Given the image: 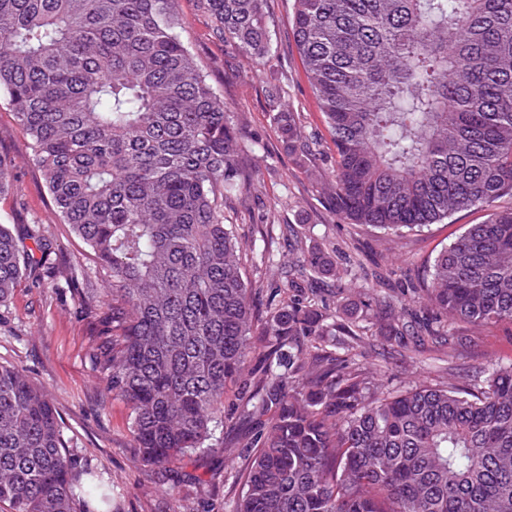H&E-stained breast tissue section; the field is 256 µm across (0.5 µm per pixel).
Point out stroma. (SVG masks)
Wrapping results in <instances>:
<instances>
[{
  "instance_id": "obj_1",
  "label": "stroma",
  "mask_w": 512,
  "mask_h": 512,
  "mask_svg": "<svg viewBox=\"0 0 512 512\" xmlns=\"http://www.w3.org/2000/svg\"><path fill=\"white\" fill-rule=\"evenodd\" d=\"M294 0H267L272 50L263 63L239 55L224 44L199 0H176L182 19L180 37L194 55L236 122L242 138V162L257 174L255 192L226 210L227 221L240 222L242 241L251 248L271 245L287 254L288 232L296 230L308 245L335 251L339 265L351 264L356 251L374 257L387 277L391 299L407 297L410 283L421 280L427 261L487 211L463 210L422 231L389 239L383 231L341 219L323 189L336 166L330 134L311 92L292 31ZM298 113L308 141V158L298 162L275 132L277 112ZM0 154L13 158L12 189L0 196V224L16 234L40 224L57 266L80 263L85 288L103 287L94 259L70 225L60 223L46 184L32 162L28 136L11 107L0 99ZM238 221V220H237ZM70 289L55 282H22L0 307V362L24 371L50 394L64 425L69 448L100 470L115 486L119 512H230L243 487L251 457L239 448L240 437L254 433L250 410L252 381L237 378L224 397L221 444L197 451L161 470L142 462L130 431V408L112 396L89 363L91 339L75 313ZM393 350L392 337H377L362 350L361 362L377 391H400L419 384L468 385L493 363L512 361V328L489 333L461 330L452 364L423 352L417 359H394L379 370L375 348Z\"/></svg>"
}]
</instances>
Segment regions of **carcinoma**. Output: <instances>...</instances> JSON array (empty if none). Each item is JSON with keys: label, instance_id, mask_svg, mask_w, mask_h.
I'll use <instances>...</instances> for the list:
<instances>
[{"label": "carcinoma", "instance_id": "carcinoma-1", "mask_svg": "<svg viewBox=\"0 0 512 512\" xmlns=\"http://www.w3.org/2000/svg\"><path fill=\"white\" fill-rule=\"evenodd\" d=\"M224 41L270 49L266 0H202ZM175 0H0V97L31 141L56 212L109 277L78 288L0 224V306L23 279L66 283L92 362L131 408L142 460L210 447L224 391L261 357L258 431L231 512H512V362L482 384L370 392L358 348L374 309L406 351L453 347L461 327L512 326V0H295L292 30L336 147L328 188L353 225L398 236L492 209L441 250L398 304L329 309L313 275L348 276L321 248L288 254L256 323L247 248L224 210L251 193L237 127L180 40ZM303 161L300 122L276 114ZM430 306L443 316L421 312ZM325 336H346L343 353ZM103 476L68 448L44 388L0 363V507L112 512Z\"/></svg>", "mask_w": 512, "mask_h": 512}]
</instances>
